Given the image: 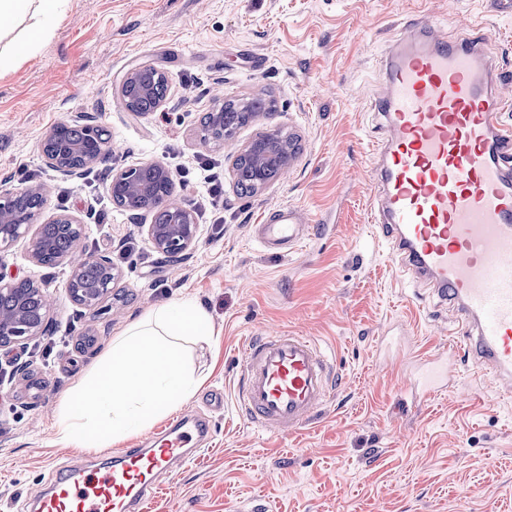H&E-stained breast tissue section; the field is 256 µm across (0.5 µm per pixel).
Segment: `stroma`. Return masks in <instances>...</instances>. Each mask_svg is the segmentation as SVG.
<instances>
[{
	"label": "stroma",
	"mask_w": 512,
	"mask_h": 512,
	"mask_svg": "<svg viewBox=\"0 0 512 512\" xmlns=\"http://www.w3.org/2000/svg\"><path fill=\"white\" fill-rule=\"evenodd\" d=\"M479 25L512 77V14L497 0H69L35 55L0 74V182L24 170L89 229L83 245L109 250L123 272L111 312H79L65 268L34 265L25 243L0 254V271L48 282L52 321L21 354L24 374L0 380V512H23L30 489L58 469L89 472L114 453L57 443L53 422L79 383L133 320L172 300L202 303L214 342L187 343L203 385L181 406L211 422V437L164 477L146 512H512V397L493 379L458 380L431 398L404 379L415 356L448 353L453 312L403 279L370 222L369 143L382 137V59L412 15ZM165 69L171 97L141 118L125 108L123 74L143 62ZM256 94L269 113L223 148L202 146L209 91ZM92 112L114 152L78 178L49 169L41 142L57 123ZM298 136L290 171L238 194L234 154L272 127ZM162 161L211 162L221 172L224 221L203 218L196 183L175 192L201 214L187 259L157 253L145 230L112 203L103 180ZM296 204L312 234L294 252L263 249L252 226ZM293 330L335 365V390L302 433L262 431L235 402L243 348Z\"/></svg>",
	"instance_id": "1"
}]
</instances>
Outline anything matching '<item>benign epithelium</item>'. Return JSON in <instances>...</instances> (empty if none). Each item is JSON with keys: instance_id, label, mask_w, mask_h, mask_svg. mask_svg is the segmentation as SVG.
<instances>
[{"instance_id": "benign-epithelium-1", "label": "benign epithelium", "mask_w": 512, "mask_h": 512, "mask_svg": "<svg viewBox=\"0 0 512 512\" xmlns=\"http://www.w3.org/2000/svg\"><path fill=\"white\" fill-rule=\"evenodd\" d=\"M150 72L166 75L165 70L152 63L139 64L122 77L119 91L135 81L142 95H152ZM211 98L213 106L202 113L199 120L201 139L222 145L234 138L236 129L228 125L223 112L222 90L214 88ZM42 153L52 171L64 177H78L112 155V141L102 133L94 114L78 112L47 133ZM292 155L293 147L287 134L276 128L246 144L234 157L233 167L248 165L258 174L275 168L284 174L292 163ZM149 166L154 168V177H169L168 168L160 162L128 167L112 175L109 184L112 201L136 218L150 217L145 228L157 252L168 258H184L201 239L200 225L194 212L181 200L153 192L145 173ZM47 205L44 191L37 186L0 187V253L23 241L35 265L67 267L65 288L72 301L96 313L112 296L121 271L112 262L109 251L87 252L82 248L87 225L77 215L64 211L46 219ZM1 296L13 299L11 308H0V349L12 352L46 331L51 311L50 293L47 282L42 279L0 271Z\"/></svg>"}]
</instances>
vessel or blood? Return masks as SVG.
<instances>
[{
	"label": "vessel or blood",
	"instance_id": "b4317fda",
	"mask_svg": "<svg viewBox=\"0 0 512 512\" xmlns=\"http://www.w3.org/2000/svg\"><path fill=\"white\" fill-rule=\"evenodd\" d=\"M384 63L379 112L384 134L371 156L373 223L401 274L425 282L454 308L451 353L477 372L512 382V97L479 26L449 36L429 15L401 31ZM310 226L296 206L265 213L257 239L296 249ZM446 360L428 357L413 379L422 395L448 389ZM327 355L296 332L256 337L243 352L236 393L263 430L293 434L309 426L333 390ZM206 418L180 422L159 449L119 454L111 468L60 473L39 512H143L174 462L186 459Z\"/></svg>",
	"mask_w": 512,
	"mask_h": 512
}]
</instances>
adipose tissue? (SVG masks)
Returning <instances> with one entry per match:
<instances>
[{"mask_svg":"<svg viewBox=\"0 0 512 512\" xmlns=\"http://www.w3.org/2000/svg\"><path fill=\"white\" fill-rule=\"evenodd\" d=\"M67 0H0V70L21 56H31Z\"/></svg>","mask_w":512,"mask_h":512,"instance_id":"ef3b65f1","label":"adipose tissue"}]
</instances>
